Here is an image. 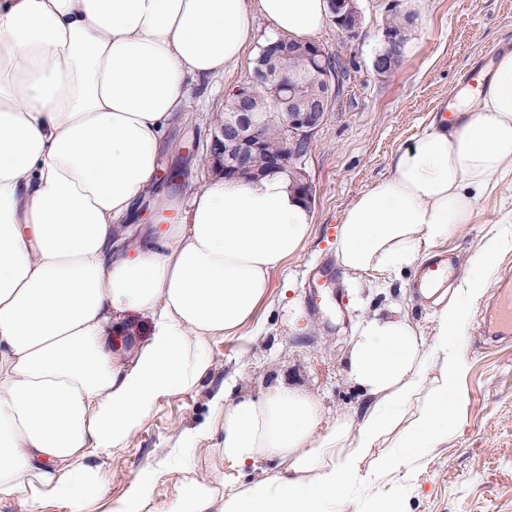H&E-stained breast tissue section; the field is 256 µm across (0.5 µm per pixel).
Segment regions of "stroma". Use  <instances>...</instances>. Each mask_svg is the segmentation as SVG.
<instances>
[{
  "instance_id": "35a3bbf8",
  "label": "stroma",
  "mask_w": 512,
  "mask_h": 512,
  "mask_svg": "<svg viewBox=\"0 0 512 512\" xmlns=\"http://www.w3.org/2000/svg\"><path fill=\"white\" fill-rule=\"evenodd\" d=\"M389 0H358L363 24L344 43L335 24L317 36L348 68L340 96L316 133L305 162L313 189L315 236L271 278L267 300L239 335L215 342L216 370L197 389L171 398L133 438L130 448L107 463L108 493L116 496L145 466H158L186 427L211 415L210 393L231 382L232 398H255L285 382L317 396L326 421L362 412L369 398L347 376L346 356L359 322L374 314L406 315L420 336L431 337L439 307L412 288L415 268L381 281L342 274L321 289L320 312L308 307L314 269L335 259L333 239L346 208L362 191L391 174V159L446 114L469 70L491 49L512 48V0H404L415 27L399 66L377 75L373 60L382 43ZM253 39L241 62L224 76L191 84L184 112L167 129L163 167L186 162L174 186L182 198L200 188L212 167L204 145L224 112L226 94L249 82L261 47L273 32L252 18ZM512 214V177L480 198L471 223L459 225L437 249L468 262L481 241ZM489 285L473 306L464 344L467 367L459 379L463 402L446 445L421 459L408 477L390 474L383 492L402 490L409 512H512V337L493 341L483 333L484 312L496 285L512 280V250L490 267Z\"/></svg>"
}]
</instances>
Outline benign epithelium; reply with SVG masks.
<instances>
[{
    "mask_svg": "<svg viewBox=\"0 0 512 512\" xmlns=\"http://www.w3.org/2000/svg\"><path fill=\"white\" fill-rule=\"evenodd\" d=\"M330 17L336 27L349 40L359 36L362 26V14L357 0H329ZM410 29L399 35L385 38L386 47L373 61L375 71L381 75L392 73L398 66ZM265 77L271 89L277 108V125L288 152L296 153L299 148L312 142L315 134L325 122L323 105H330L334 97L325 93L312 100L293 87L288 95H281L282 85L277 74L268 68ZM267 127L265 117L253 111L252 98L240 96L236 100V110L227 113L220 122L218 133L213 135L207 151L214 162L218 163L224 178L231 179L252 164L253 156L259 151L263 133Z\"/></svg>",
    "mask_w": 512,
    "mask_h": 512,
    "instance_id": "obj_1",
    "label": "benign epithelium"
}]
</instances>
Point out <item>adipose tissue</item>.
<instances>
[{
    "instance_id": "ef3b65f1",
    "label": "adipose tissue",
    "mask_w": 512,
    "mask_h": 512,
    "mask_svg": "<svg viewBox=\"0 0 512 512\" xmlns=\"http://www.w3.org/2000/svg\"><path fill=\"white\" fill-rule=\"evenodd\" d=\"M255 15L307 40L328 4L0 0V505L154 512L162 469L111 497L108 460L214 373L211 344L254 320L272 274L312 238L308 205L279 174L216 176L186 201L156 190L190 82L240 61ZM391 166L336 226L348 272L402 271L512 171V51ZM148 197L151 222L133 232ZM506 244L488 239L470 258L432 339L402 315L363 321L348 355L372 398L361 419L323 425L320 401L282 383L255 399L214 391L209 420L185 428L175 454L187 465L207 441L215 461L180 473L165 512H348L361 489L374 512H404L401 494L377 487L452 435L472 305ZM125 311L149 334L121 348Z\"/></svg>"
}]
</instances>
